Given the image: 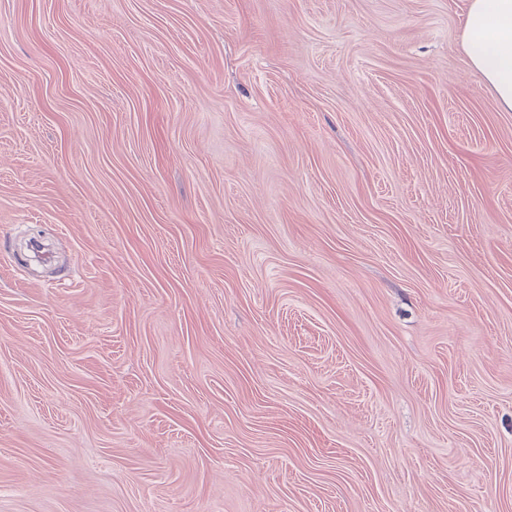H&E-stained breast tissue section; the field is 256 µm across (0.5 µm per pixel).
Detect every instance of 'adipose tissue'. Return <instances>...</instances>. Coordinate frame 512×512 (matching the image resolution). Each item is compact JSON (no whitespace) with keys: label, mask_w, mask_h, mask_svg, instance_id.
I'll use <instances>...</instances> for the list:
<instances>
[{"label":"adipose tissue","mask_w":512,"mask_h":512,"mask_svg":"<svg viewBox=\"0 0 512 512\" xmlns=\"http://www.w3.org/2000/svg\"><path fill=\"white\" fill-rule=\"evenodd\" d=\"M462 46L501 106L512 111V0H471Z\"/></svg>","instance_id":"ef3b65f1"}]
</instances>
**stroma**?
Wrapping results in <instances>:
<instances>
[{"label":"stroma","instance_id":"obj_1","mask_svg":"<svg viewBox=\"0 0 512 512\" xmlns=\"http://www.w3.org/2000/svg\"><path fill=\"white\" fill-rule=\"evenodd\" d=\"M469 3L0 0V512H512Z\"/></svg>","mask_w":512,"mask_h":512}]
</instances>
